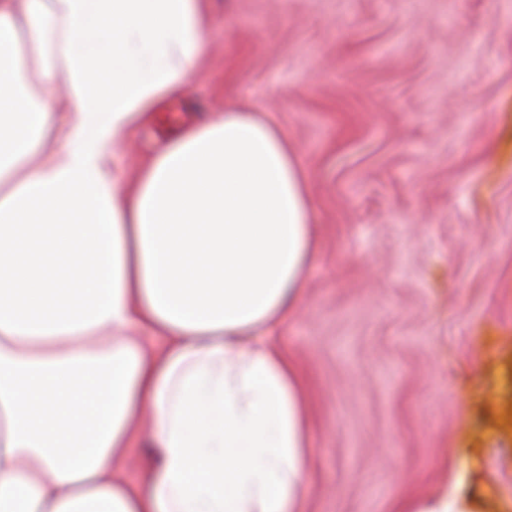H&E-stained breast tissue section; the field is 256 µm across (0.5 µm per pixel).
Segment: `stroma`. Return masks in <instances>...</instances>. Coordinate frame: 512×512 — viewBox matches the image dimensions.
Here are the masks:
<instances>
[{"mask_svg": "<svg viewBox=\"0 0 512 512\" xmlns=\"http://www.w3.org/2000/svg\"><path fill=\"white\" fill-rule=\"evenodd\" d=\"M180 123L258 112L287 138L317 243L273 342L307 397L301 512L449 493L512 512V0H205Z\"/></svg>", "mask_w": 512, "mask_h": 512, "instance_id": "stroma-1", "label": "stroma"}]
</instances>
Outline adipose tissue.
<instances>
[{"mask_svg": "<svg viewBox=\"0 0 512 512\" xmlns=\"http://www.w3.org/2000/svg\"><path fill=\"white\" fill-rule=\"evenodd\" d=\"M206 49L203 0H0V512H299L304 393L272 341L315 251L292 148L227 111L132 184L110 165Z\"/></svg>", "mask_w": 512, "mask_h": 512, "instance_id": "obj_1", "label": "adipose tissue"}]
</instances>
